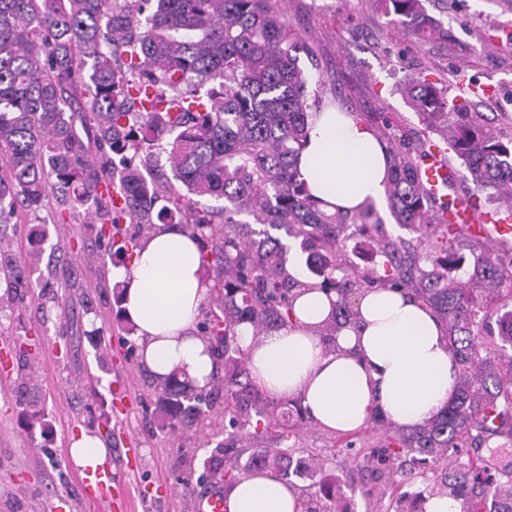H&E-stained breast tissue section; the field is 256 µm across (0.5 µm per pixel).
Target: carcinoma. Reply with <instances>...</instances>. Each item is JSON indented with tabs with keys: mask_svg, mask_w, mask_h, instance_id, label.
<instances>
[{
	"mask_svg": "<svg viewBox=\"0 0 512 512\" xmlns=\"http://www.w3.org/2000/svg\"><path fill=\"white\" fill-rule=\"evenodd\" d=\"M397 31L417 39L445 35L425 0H375ZM315 54L288 25L281 0H0V225L55 199L60 216L91 217L106 253L125 263L156 222L178 224L201 243L212 281L202 339L216 362L200 388L177 374L148 381L159 431L185 448L199 431L224 419V438L203 459L207 480L231 486L270 472L289 483L321 475L303 489L305 512H325L336 477L325 460L294 458L299 441L290 409L276 405L251 378L237 341L242 324L261 336L292 324L295 290L288 257L306 254L311 285L334 292L331 340L356 319L355 298L373 286L414 294L441 322L458 373L450 401L430 420L404 430L372 416L354 470L365 471L362 493L406 503L415 479L431 473L432 496H449L461 512H512V241L490 244L472 224L448 219L466 202L472 210L512 207V112L489 117L469 101L448 102V85L411 77L400 91L423 129L398 116L365 114L390 157L385 196L415 242L386 231L375 203L355 212L327 211L299 180V154L311 113L336 103L321 78L310 87L300 55ZM91 73L85 74V67ZM211 88L206 97L192 78ZM440 134L434 141L426 132ZM162 147L175 181L146 179L125 164L158 160ZM463 169L466 184H424L436 157ZM164 198L169 205L154 211ZM222 200L217 207L207 201ZM246 213L258 227L237 219ZM138 224L135 236L120 225ZM368 237L377 264L357 270L347 243ZM473 256L465 277L449 273ZM1 300L29 280L0 237ZM496 316L497 332L485 322ZM18 390H37L38 347L21 344ZM30 431L47 429L43 405L23 402ZM472 450L467 462L463 449Z\"/></svg>",
	"mask_w": 512,
	"mask_h": 512,
	"instance_id": "carcinoma-1",
	"label": "carcinoma"
}]
</instances>
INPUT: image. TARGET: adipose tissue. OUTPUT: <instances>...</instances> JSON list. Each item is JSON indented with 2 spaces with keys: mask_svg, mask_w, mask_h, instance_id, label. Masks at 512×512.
<instances>
[{
  "mask_svg": "<svg viewBox=\"0 0 512 512\" xmlns=\"http://www.w3.org/2000/svg\"><path fill=\"white\" fill-rule=\"evenodd\" d=\"M389 159L366 124L345 112L313 115L298 171L311 194L343 209L382 201ZM294 302L295 325L262 336L238 328L255 383L279 400L299 399L322 428L353 432L380 413L417 427L448 400L456 368L436 318L402 291L375 288L356 300L358 322L325 343L317 329L334 293L305 287ZM125 283L122 308L137 328L138 355L153 378L177 373L203 386L213 371L205 343L191 331L206 297L202 251L174 225H158L131 263L112 269ZM227 512H303L295 492L268 474L242 478L226 492Z\"/></svg>",
  "mask_w": 512,
  "mask_h": 512,
  "instance_id": "obj_1",
  "label": "adipose tissue"
}]
</instances>
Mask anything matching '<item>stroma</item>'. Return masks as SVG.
Returning <instances> with one entry per match:
<instances>
[{
  "instance_id": "stroma-1",
  "label": "stroma",
  "mask_w": 512,
  "mask_h": 512,
  "mask_svg": "<svg viewBox=\"0 0 512 512\" xmlns=\"http://www.w3.org/2000/svg\"><path fill=\"white\" fill-rule=\"evenodd\" d=\"M282 8L300 41L312 48L327 81L339 85L338 106L349 113H413L400 93L409 76L448 80L449 99L463 100L466 79L497 87L473 109L492 114L512 105V66L501 39L512 32V0H427L428 13L447 38L422 41L395 32L372 0H283ZM57 210L48 201L22 214L8 229L17 260L52 286L32 290L24 302L0 307V346L38 325L41 349L38 399L48 411L49 437H33L19 415L16 373L0 371V512H192L193 496L206 494L202 466L179 464L174 437L151 423L153 399L137 363L127 361V335L115 318L114 297L122 290L110 277L112 262L96 246L84 221L55 228ZM49 235L38 242L39 231ZM104 335L110 348L100 369L91 339ZM96 379L95 395L77 393L75 381ZM108 413L117 440L111 448V506L83 500L81 472L69 456L72 437L92 429L90 413ZM294 424L303 433L299 456L313 452L331 472L345 468L350 451L308 415Z\"/></svg>"
}]
</instances>
